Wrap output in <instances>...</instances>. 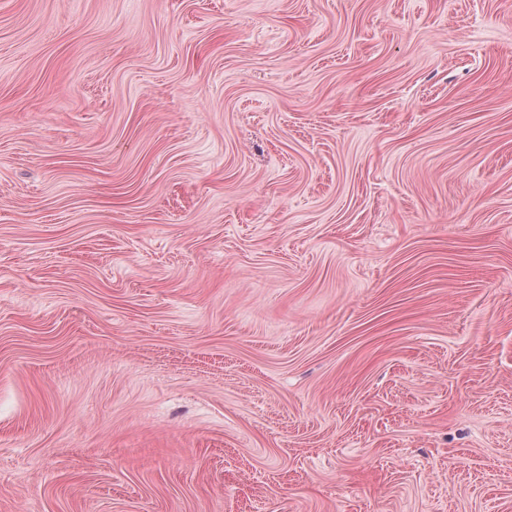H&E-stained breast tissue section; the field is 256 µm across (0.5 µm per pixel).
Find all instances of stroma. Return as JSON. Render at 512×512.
<instances>
[{"instance_id": "1", "label": "stroma", "mask_w": 512, "mask_h": 512, "mask_svg": "<svg viewBox=\"0 0 512 512\" xmlns=\"http://www.w3.org/2000/svg\"><path fill=\"white\" fill-rule=\"evenodd\" d=\"M0 512H512V0H0Z\"/></svg>"}]
</instances>
